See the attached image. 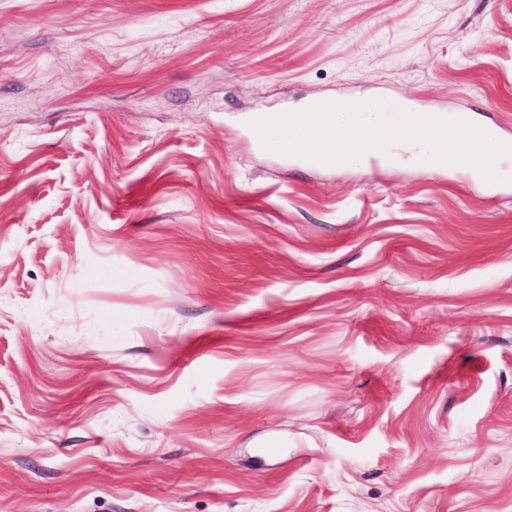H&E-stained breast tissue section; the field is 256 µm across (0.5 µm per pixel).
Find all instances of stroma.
Returning <instances> with one entry per match:
<instances>
[{
	"label": "stroma",
	"mask_w": 512,
	"mask_h": 512,
	"mask_svg": "<svg viewBox=\"0 0 512 512\" xmlns=\"http://www.w3.org/2000/svg\"><path fill=\"white\" fill-rule=\"evenodd\" d=\"M336 94L512 141V0H0V512H512V159L241 121Z\"/></svg>",
	"instance_id": "35a3bbf8"
}]
</instances>
